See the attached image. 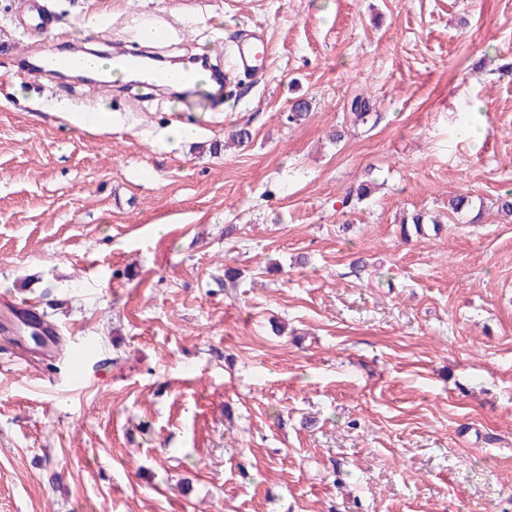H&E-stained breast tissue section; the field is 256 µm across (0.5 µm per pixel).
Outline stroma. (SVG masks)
Wrapping results in <instances>:
<instances>
[{"label":"stroma","instance_id":"obj_1","mask_svg":"<svg viewBox=\"0 0 512 512\" xmlns=\"http://www.w3.org/2000/svg\"><path fill=\"white\" fill-rule=\"evenodd\" d=\"M47 6L61 52L267 49L188 107L26 74L0 0V313L98 344L71 387L0 329V512H512V0ZM264 47V36L256 35L250 40L244 41L238 46L237 54L233 61L232 68L235 72H258L260 70L259 60ZM15 317L31 330L43 337V356L53 360L58 355V347L54 339L58 336V330L54 326L41 320L36 303L28 299H18L13 302Z\"/></svg>","mask_w":512,"mask_h":512}]
</instances>
